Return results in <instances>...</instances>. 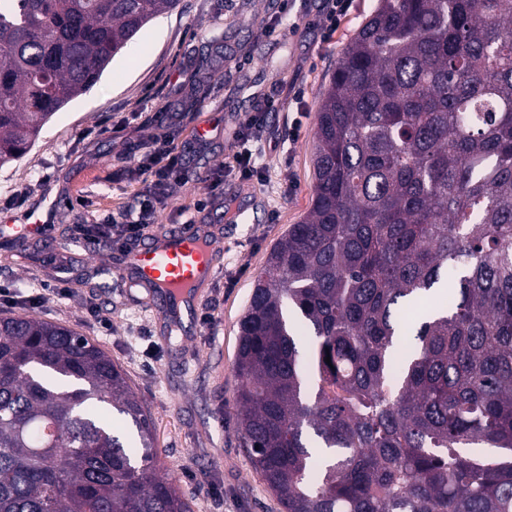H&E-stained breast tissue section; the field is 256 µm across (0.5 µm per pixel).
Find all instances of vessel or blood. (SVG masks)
I'll return each mask as SVG.
<instances>
[{"label": "vessel or blood", "mask_w": 512, "mask_h": 512, "mask_svg": "<svg viewBox=\"0 0 512 512\" xmlns=\"http://www.w3.org/2000/svg\"><path fill=\"white\" fill-rule=\"evenodd\" d=\"M43 220L38 208H31L22 223L0 225V236L21 242L39 236ZM223 247L196 224H177L159 238H149L126 257L119 276L135 279L162 292L172 306L191 303L199 288L209 284L216 272V256Z\"/></svg>", "instance_id": "vessel-or-blood-1"}]
</instances>
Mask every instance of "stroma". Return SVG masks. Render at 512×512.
I'll list each match as a JSON object with an SVG mask.
<instances>
[{
    "mask_svg": "<svg viewBox=\"0 0 512 512\" xmlns=\"http://www.w3.org/2000/svg\"><path fill=\"white\" fill-rule=\"evenodd\" d=\"M319 0H181L147 25L116 57L102 79L44 127L35 146L0 167V216H22L28 205L67 194L54 207L46 238L23 245L0 241V311L21 313L22 299L65 273L69 295L51 298L36 316L75 328L97 342L126 373L156 426V446L192 512H280L235 430L234 369L238 321L271 247L307 212L313 190L312 147L321 93L351 38L377 0H353L333 35H325ZM304 25L293 28L295 19ZM276 37H266L269 27ZM268 114L273 141L241 207L209 178L236 151L241 116ZM205 146L194 143L199 125ZM297 138H289L290 130ZM187 145V180L159 205L155 233L189 220L224 239L212 282L200 290L189 322L171 330L162 298L117 284L110 247L87 254L72 225L132 202L135 168L155 143ZM28 186L27 205L11 204ZM205 210H196L199 199ZM100 307L112 328L91 316ZM210 322H203V315Z\"/></svg>",
    "mask_w": 512,
    "mask_h": 512,
    "instance_id": "obj_1",
    "label": "stroma"
}]
</instances>
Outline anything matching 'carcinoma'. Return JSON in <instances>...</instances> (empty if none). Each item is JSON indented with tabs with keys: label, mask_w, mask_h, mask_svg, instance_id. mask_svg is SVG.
I'll list each match as a JSON object with an SVG mask.
<instances>
[{
	"label": "carcinoma",
	"mask_w": 512,
	"mask_h": 512,
	"mask_svg": "<svg viewBox=\"0 0 512 512\" xmlns=\"http://www.w3.org/2000/svg\"><path fill=\"white\" fill-rule=\"evenodd\" d=\"M179 2L0 0V166ZM312 166L239 320L255 471L281 512H512V0H378ZM159 464L98 344L0 314V512H190Z\"/></svg>",
	"instance_id": "carcinoma-1"
}]
</instances>
